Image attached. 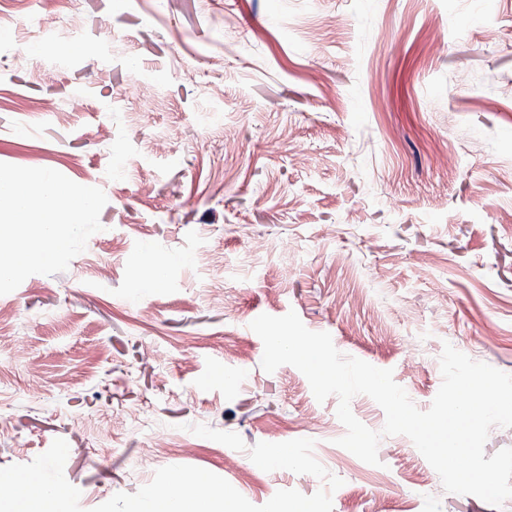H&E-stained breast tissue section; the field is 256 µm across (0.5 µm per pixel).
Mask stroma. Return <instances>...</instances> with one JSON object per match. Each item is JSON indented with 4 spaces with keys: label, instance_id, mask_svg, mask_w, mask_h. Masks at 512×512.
Wrapping results in <instances>:
<instances>
[{
    "label": "stroma",
    "instance_id": "1",
    "mask_svg": "<svg viewBox=\"0 0 512 512\" xmlns=\"http://www.w3.org/2000/svg\"><path fill=\"white\" fill-rule=\"evenodd\" d=\"M70 15L79 55L43 39ZM510 86L512 0H0V171L97 194L62 247L0 277V468L66 440L84 512L168 465L257 506L322 488L203 449L187 427L205 424L250 446L315 440L344 481L333 512H512L446 492L404 436L382 438L377 466L338 446L337 397L317 401L293 366L265 372L249 327L295 311L422 410L444 343L512 374ZM42 99L57 110L32 111ZM101 412L105 457L72 421ZM161 434L181 446L156 459Z\"/></svg>",
    "mask_w": 512,
    "mask_h": 512
}]
</instances>
